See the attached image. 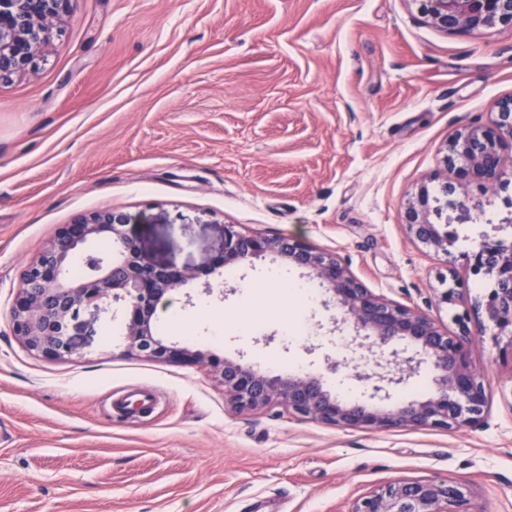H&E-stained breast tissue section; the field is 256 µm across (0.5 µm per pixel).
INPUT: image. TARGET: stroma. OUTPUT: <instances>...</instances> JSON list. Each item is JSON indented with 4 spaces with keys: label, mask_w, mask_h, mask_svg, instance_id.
Masks as SVG:
<instances>
[{
    "label": "stroma",
    "mask_w": 512,
    "mask_h": 512,
    "mask_svg": "<svg viewBox=\"0 0 512 512\" xmlns=\"http://www.w3.org/2000/svg\"><path fill=\"white\" fill-rule=\"evenodd\" d=\"M509 97L512 32L447 34L411 0H72L36 67L0 82V512H348L388 482L448 477L474 512H512V337L495 328L467 347L488 397L478 425L372 433L235 412L208 367L108 345V305L83 311L65 360L31 354L9 320L58 229L116 209L158 264L207 268L228 224L288 235L457 332L490 287L462 255L512 214V165L486 194L444 157ZM424 184L450 188L449 254L407 231ZM278 268L258 258L226 268L223 292L177 291L157 335L339 390L323 365L338 350L317 341L338 308L290 269L313 301L286 335L263 288Z\"/></svg>",
    "instance_id": "stroma-1"
}]
</instances>
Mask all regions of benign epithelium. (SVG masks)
<instances>
[{
	"label": "benign epithelium",
	"mask_w": 512,
	"mask_h": 512,
	"mask_svg": "<svg viewBox=\"0 0 512 512\" xmlns=\"http://www.w3.org/2000/svg\"><path fill=\"white\" fill-rule=\"evenodd\" d=\"M72 0H0V81L35 64L55 21ZM418 13L446 33L508 30L512 32V0H411ZM512 140V97L498 103L489 123L458 132L445 164L483 192L503 182L505 140ZM434 197L424 188L409 201L405 220L419 243L448 252V232L433 222ZM133 218L118 210L95 211L63 225L40 257L27 267L9 308L13 335L28 350L58 360L77 353L72 323L81 310L110 301L121 312V345L130 355H145L184 366L207 365L224 383V394L238 413L281 406L289 415L345 429L388 431L438 427L461 430L482 419L487 405L485 386L470 368L467 346L473 332L468 318L457 317L459 332L442 330L427 314L367 288L348 264L288 235L245 234L224 225V250L204 270L163 266L139 249L129 226ZM107 240L112 251L92 256L85 275L67 276L70 258L81 246ZM272 256L286 266L307 271L327 286L344 314L336 323L343 357L330 370H351L366 382L369 398L380 402L420 369L438 371L435 394L424 401L391 406L349 401L331 393L312 372L271 377L241 360L220 359L201 350L167 343L157 336L159 308L180 288L223 273V268ZM473 273L489 277L491 288L478 302L497 328L512 330V241L492 240L488 233L463 254ZM348 512H473L466 485L453 478L437 481L398 480L353 501Z\"/></svg>",
	"instance_id": "benign-epithelium-1"
}]
</instances>
